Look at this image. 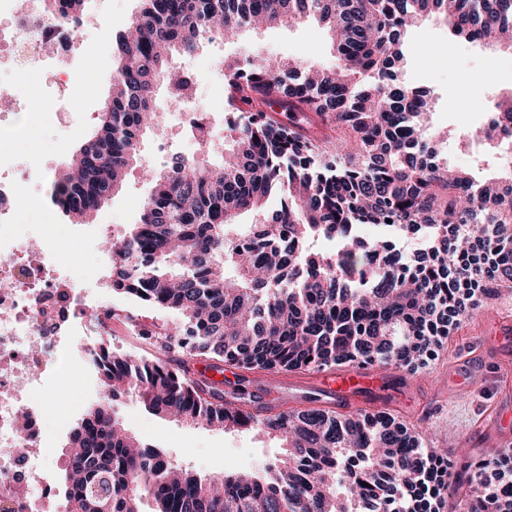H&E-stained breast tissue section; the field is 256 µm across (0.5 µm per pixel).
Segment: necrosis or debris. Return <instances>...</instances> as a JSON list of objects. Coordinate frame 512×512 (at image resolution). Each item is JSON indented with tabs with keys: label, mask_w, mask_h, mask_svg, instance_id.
Here are the masks:
<instances>
[{
	"label": "necrosis or debris",
	"mask_w": 512,
	"mask_h": 512,
	"mask_svg": "<svg viewBox=\"0 0 512 512\" xmlns=\"http://www.w3.org/2000/svg\"><path fill=\"white\" fill-rule=\"evenodd\" d=\"M47 0H0V59L20 71L37 66L50 70L54 87L71 75L52 72L56 59L69 57L73 30L49 24ZM53 170L29 162L18 166L0 150V503L12 512H64L35 465L44 454L43 414L35 396L50 368L48 352L66 345L88 320L86 296L56 272L52 243L56 225L44 228L40 250L20 244L15 235L17 200L30 183L47 190ZM25 414L17 430L14 418Z\"/></svg>",
	"instance_id": "1"
}]
</instances>
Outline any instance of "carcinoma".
<instances>
[{
  "label": "carcinoma",
  "instance_id": "cac0c4a2",
  "mask_svg": "<svg viewBox=\"0 0 512 512\" xmlns=\"http://www.w3.org/2000/svg\"><path fill=\"white\" fill-rule=\"evenodd\" d=\"M141 2L115 36L112 90L94 133L48 187L73 224L90 223L121 188L158 124L159 89L191 97L177 58L241 29L311 18L329 31L339 63H224L223 161L176 155L147 172L140 222L112 243V291L179 322L142 326L135 339L146 355L102 346L89 358L104 395L69 433L67 512H441L462 488L468 512H512V448L458 469L391 412L340 413L315 395L302 408L254 411L247 377L226 397L192 372L200 360L267 374L345 364L415 371L478 296L512 288V168L485 181L448 170L428 134L430 91L399 80L400 38L429 14L468 41L512 51V0ZM82 7L50 0L65 20ZM367 73L374 82L359 86ZM479 137L492 149L512 139V90ZM272 196L280 209L268 213ZM249 211L261 220L242 229L237 218ZM388 219L431 236L413 264L389 241L350 231ZM320 237L336 239V251H312ZM120 394L187 426L256 432L285 452L263 475L202 477L129 433L111 406Z\"/></svg>",
  "mask_w": 512,
  "mask_h": 512
}]
</instances>
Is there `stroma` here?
<instances>
[{"label": "stroma", "mask_w": 512, "mask_h": 512, "mask_svg": "<svg viewBox=\"0 0 512 512\" xmlns=\"http://www.w3.org/2000/svg\"><path fill=\"white\" fill-rule=\"evenodd\" d=\"M88 25L79 37L66 66L72 70L73 84L69 95L85 102L82 112L60 113L56 124L43 126L39 116L50 107L49 98L40 89L50 78L44 69L16 73L9 63L0 64V78L10 81L26 104L11 113V122L36 124L37 132L28 141L14 144L12 150L22 157H37L43 165L61 168L73 153L74 146L95 126L100 104L107 98L112 84V41L121 24L138 14L140 0H86ZM404 59L400 79L411 87L429 88L435 101L433 124L448 128L453 139L444 143L441 156L449 165L484 180L497 174L501 163L498 152L485 148L477 140L487 111L494 98L512 90V53L491 49L478 42L456 37L438 17L421 20L401 39ZM93 51L98 69L92 81H85L77 68L81 55ZM254 57H288L304 67H336L337 54L325 28L309 19L294 26H273L259 30H242L228 42L210 44L199 54L177 60L176 65L193 71L197 78V96L191 110L213 115V134L223 138L228 115L223 110L226 60ZM156 110L160 129L168 133L169 148L190 156L220 160L219 149L199 152L185 141L180 130L182 110L171 104L166 91H159ZM156 133L140 143L138 162L130 169L123 188L115 193L98 212L93 223L72 224L53 206L30 198L29 208L17 211L16 231L20 237L34 238L43 224L60 225L54 242L62 265L61 273L87 293L93 305L120 309L123 316L148 320L159 326L176 322L175 313L145 309L140 303L117 295L109 286L112 263L102 248L105 233L119 236L139 220L142 206L150 194L142 178L144 168L158 165L153 152ZM512 318V290H500L483 302L473 317L417 371H385L381 387L373 389L375 408L388 409L421 427L427 445L447 449L452 462L478 456L484 449L503 443L495 428H481L488 412L498 406L512 408V389L505 388L494 368L481 374L480 382L466 391H458L455 377L475 352L480 351L485 336L495 323ZM102 336L94 329L80 330L78 336L60 350L48 353L51 365L57 366L49 384L40 393L47 447L53 455L43 459L44 471L56 495H63L62 473L66 457L63 449L69 432L82 418L88 405L102 397L92 378L83 348H98ZM125 427L142 442L162 449L174 463L190 468L202 476L232 471H258L281 456L278 441L254 432H224L190 427L149 411L137 398L127 397L114 405Z\"/></svg>", "instance_id": "obj_1"}]
</instances>
